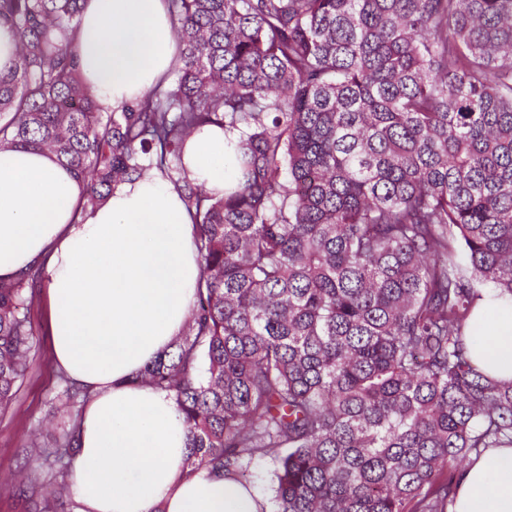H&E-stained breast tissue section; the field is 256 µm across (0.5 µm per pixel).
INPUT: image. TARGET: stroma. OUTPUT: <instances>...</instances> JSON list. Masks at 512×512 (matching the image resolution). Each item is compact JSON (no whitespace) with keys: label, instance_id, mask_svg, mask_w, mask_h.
Returning a JSON list of instances; mask_svg holds the SVG:
<instances>
[{"label":"stroma","instance_id":"obj_1","mask_svg":"<svg viewBox=\"0 0 512 512\" xmlns=\"http://www.w3.org/2000/svg\"><path fill=\"white\" fill-rule=\"evenodd\" d=\"M31 316L37 335L29 370L14 399L0 410V512H32L29 487L21 480L22 473L31 468L26 444L35 436L42 446L53 447L72 415L53 361L45 289H38Z\"/></svg>","mask_w":512,"mask_h":512}]
</instances>
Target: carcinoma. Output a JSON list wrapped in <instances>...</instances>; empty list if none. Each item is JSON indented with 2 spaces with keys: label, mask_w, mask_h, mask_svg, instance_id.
Listing matches in <instances>:
<instances>
[{
  "label": "carcinoma",
  "mask_w": 512,
  "mask_h": 512,
  "mask_svg": "<svg viewBox=\"0 0 512 512\" xmlns=\"http://www.w3.org/2000/svg\"><path fill=\"white\" fill-rule=\"evenodd\" d=\"M83 2L0 0V149H49L84 208L153 168L183 183L194 301L137 380L182 414L185 465L248 484L269 462L270 512H449L457 463L512 447V382L468 347L483 291L512 300V0H167L171 70L120 111L79 67ZM205 126L236 174L219 199L183 178ZM42 282L0 283V408ZM28 447L53 512L65 484ZM16 52L11 28L7 24H0V74H7L14 67Z\"/></svg>",
  "instance_id": "obj_1"
}]
</instances>
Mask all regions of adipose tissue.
<instances>
[{
    "mask_svg": "<svg viewBox=\"0 0 512 512\" xmlns=\"http://www.w3.org/2000/svg\"><path fill=\"white\" fill-rule=\"evenodd\" d=\"M175 47L166 0H85L77 49L103 106L141 96ZM184 165L192 183L223 196V129L195 131ZM82 191L47 150H0V280L43 271L55 362L90 393L70 466L78 512H259L235 480L188 474L182 415L136 380L181 334L195 294L199 263L181 190L153 171L81 211ZM473 326L474 363L512 381V301L485 291ZM452 512H512V447L472 460Z\"/></svg>",
    "mask_w": 512,
    "mask_h": 512,
    "instance_id": "obj_1",
    "label": "adipose tissue"
}]
</instances>
